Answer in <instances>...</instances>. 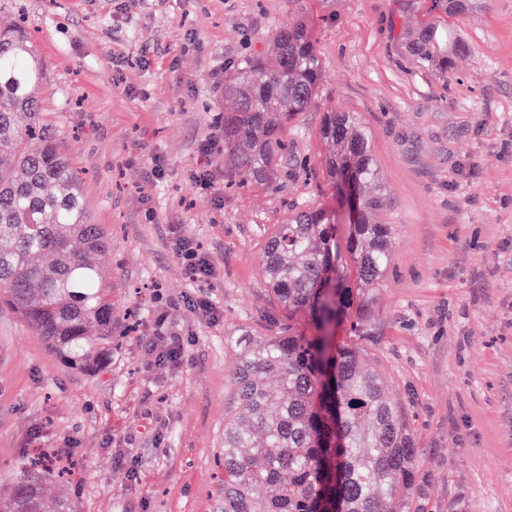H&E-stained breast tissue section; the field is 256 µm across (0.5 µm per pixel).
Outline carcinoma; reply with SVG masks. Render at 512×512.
<instances>
[{
    "label": "carcinoma",
    "mask_w": 512,
    "mask_h": 512,
    "mask_svg": "<svg viewBox=\"0 0 512 512\" xmlns=\"http://www.w3.org/2000/svg\"><path fill=\"white\" fill-rule=\"evenodd\" d=\"M475 0H434L448 17ZM465 45L448 27L426 25L408 43L420 66L448 76ZM45 68L26 32L0 29V292L63 362L93 372L112 356V289L96 256L111 240L91 222L80 179L46 123L36 90ZM324 70L304 21L280 27L271 51L243 58L224 86V151L270 187L288 156L285 128L316 99ZM328 182L358 205L342 261L332 215L290 210L269 235L263 262L282 310L277 335L243 330L227 338L236 358L227 377L244 408L224 419L221 512H408L400 495L415 483V439L399 403L356 343L367 333L372 287L385 276L392 228L377 220L383 186L371 137L354 113L335 108L319 128ZM49 257L45 264L35 259ZM277 389H269V380ZM45 470L22 466L0 512H74L66 498L46 510Z\"/></svg>",
    "instance_id": "1"
}]
</instances>
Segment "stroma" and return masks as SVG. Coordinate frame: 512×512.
Masks as SVG:
<instances>
[{"label": "stroma", "instance_id": "stroma-1", "mask_svg": "<svg viewBox=\"0 0 512 512\" xmlns=\"http://www.w3.org/2000/svg\"><path fill=\"white\" fill-rule=\"evenodd\" d=\"M304 20L324 81L288 125L299 166L249 188L224 151V85ZM432 0H10L45 65L38 96L112 236L97 263L112 290V358L66 367L0 299V494L19 463L67 449L48 496L79 512H220L224 417L236 414L227 336L275 335L263 249L299 204L347 205L321 172L327 109L367 126L393 224L374 289L366 364L400 402L418 459L409 512H512V0L454 18L466 48L447 78L410 36ZM210 189L195 182L199 172ZM209 254L203 281L176 233ZM204 295L216 315L191 311ZM184 343L162 362L159 336Z\"/></svg>", "mask_w": 512, "mask_h": 512}]
</instances>
